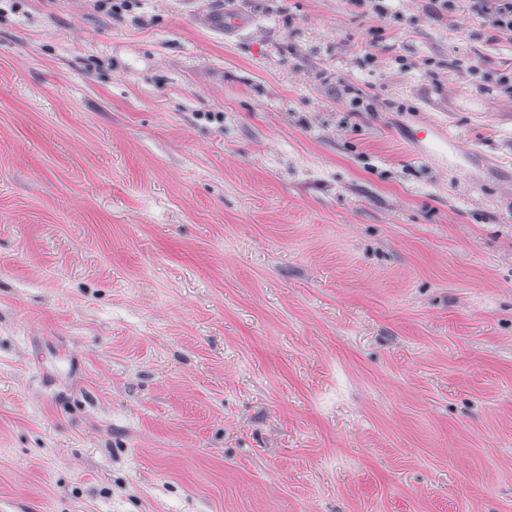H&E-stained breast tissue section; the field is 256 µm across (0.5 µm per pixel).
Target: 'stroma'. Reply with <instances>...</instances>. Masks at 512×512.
Returning a JSON list of instances; mask_svg holds the SVG:
<instances>
[{"instance_id":"1","label":"stroma","mask_w":512,"mask_h":512,"mask_svg":"<svg viewBox=\"0 0 512 512\" xmlns=\"http://www.w3.org/2000/svg\"><path fill=\"white\" fill-rule=\"evenodd\" d=\"M383 4L0 0V512H512V39ZM205 18L211 30L220 34L224 33V36L241 32L251 22V19L244 14L227 12L222 8L207 10Z\"/></svg>"}]
</instances>
